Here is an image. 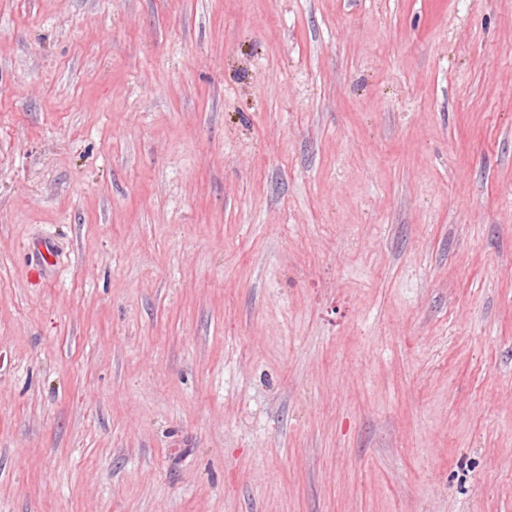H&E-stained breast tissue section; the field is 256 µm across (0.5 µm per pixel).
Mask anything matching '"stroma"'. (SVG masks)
<instances>
[{"instance_id":"stroma-1","label":"stroma","mask_w":512,"mask_h":512,"mask_svg":"<svg viewBox=\"0 0 512 512\" xmlns=\"http://www.w3.org/2000/svg\"><path fill=\"white\" fill-rule=\"evenodd\" d=\"M0 512H512V0H0Z\"/></svg>"}]
</instances>
